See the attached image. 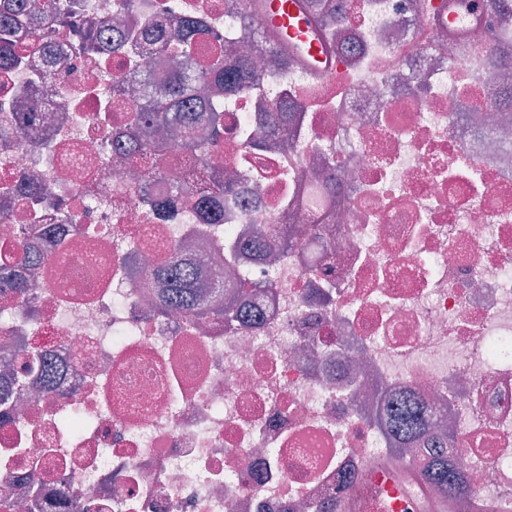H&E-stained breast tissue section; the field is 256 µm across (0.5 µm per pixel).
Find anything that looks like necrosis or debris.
I'll return each instance as SVG.
<instances>
[{
    "label": "necrosis or debris",
    "instance_id": "necrosis-or-debris-1",
    "mask_svg": "<svg viewBox=\"0 0 512 512\" xmlns=\"http://www.w3.org/2000/svg\"><path fill=\"white\" fill-rule=\"evenodd\" d=\"M227 2L91 0L118 32L132 13L202 21L173 69L154 49L119 60L52 12L51 46L13 35L27 52L0 66V124L22 101L36 121L0 138V263L20 225L43 260L26 307L0 316V360L26 340L63 371L52 391L0 405V512H19L36 479L41 512H334L349 491L371 499L368 460L406 474L433 445L390 436L389 393L421 395L475 497L512 512V34L473 21L460 43L429 32L412 0H324L338 69L320 82L271 62ZM219 45L254 65L224 95L223 130L197 131L223 193L170 197L188 160L171 143L142 159L163 180L102 167L135 77L165 87ZM279 102L288 125L273 139ZM271 224L287 225V248L272 266L245 253L235 288L255 320L189 328L130 271L186 242L206 293L225 239Z\"/></svg>",
    "mask_w": 512,
    "mask_h": 512
}]
</instances>
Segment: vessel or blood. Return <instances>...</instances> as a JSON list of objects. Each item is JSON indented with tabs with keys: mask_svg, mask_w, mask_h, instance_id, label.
Returning a JSON list of instances; mask_svg holds the SVG:
<instances>
[{
	"mask_svg": "<svg viewBox=\"0 0 512 512\" xmlns=\"http://www.w3.org/2000/svg\"><path fill=\"white\" fill-rule=\"evenodd\" d=\"M416 8L432 24L461 36L463 18H481L486 14V0H415ZM249 13L273 41L300 68L318 80L336 75V59L325 45L315 19L305 10L303 0H246ZM373 473L385 494L384 512H420L422 505L415 484L401 479L383 464Z\"/></svg>",
	"mask_w": 512,
	"mask_h": 512,
	"instance_id": "vessel-or-blood-1",
	"label": "vessel or blood"
}]
</instances>
